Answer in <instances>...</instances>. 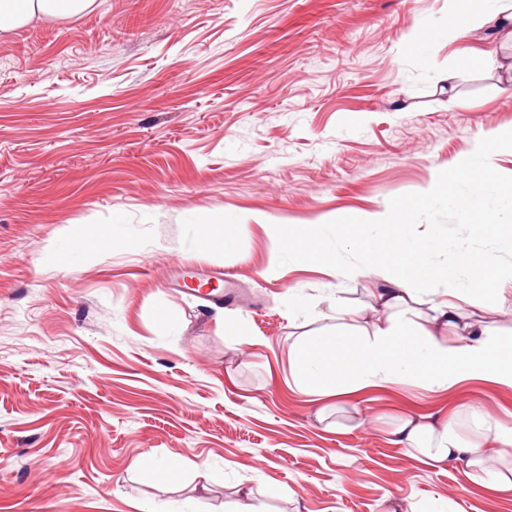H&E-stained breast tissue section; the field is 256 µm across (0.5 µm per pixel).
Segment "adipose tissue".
Here are the masks:
<instances>
[{
  "label": "adipose tissue",
  "mask_w": 512,
  "mask_h": 512,
  "mask_svg": "<svg viewBox=\"0 0 512 512\" xmlns=\"http://www.w3.org/2000/svg\"><path fill=\"white\" fill-rule=\"evenodd\" d=\"M96 0H0V33L7 34L35 21H50L83 14ZM512 150V135H498L481 142L461 157L441 183L449 201L463 208L478 235L499 239L512 254V224L500 210L487 208L482 186L492 183L493 156ZM407 209L395 203L365 217L338 216L336 239L356 251L361 264L340 266L334 248L322 245L320 225H279L277 251L295 264L315 265L337 276L357 279L374 269L383 283L375 294L391 309L386 322L360 325L351 310L339 311L341 321L351 323L346 332L298 337L290 346L291 369L296 387L313 401L336 400L354 405L359 393L397 379H408L422 389L450 388L465 381H486L512 388V343H505L478 313H491L505 288L512 287V263L492 254L476 255L457 248L451 264L441 266L408 234ZM433 285L430 317L414 320V306L421 298L417 287ZM460 328L457 341L442 338V331ZM470 415L477 427L463 436L457 423L440 426L406 416L395 425L396 443L416 449L426 463L444 465L465 462L473 472L485 474L491 487L512 490V473L486 471L488 448L512 447V428L487 429L486 416L478 409Z\"/></svg>",
  "instance_id": "ef3b65f1"
}]
</instances>
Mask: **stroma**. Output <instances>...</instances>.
<instances>
[{"label":"stroma","instance_id":"obj_1","mask_svg":"<svg viewBox=\"0 0 512 512\" xmlns=\"http://www.w3.org/2000/svg\"><path fill=\"white\" fill-rule=\"evenodd\" d=\"M447 27L448 0H97L0 35V512H224L246 490L261 512H512L391 435L411 414L468 431V406L512 428V389L399 384L352 408L289 364L337 308L388 312L379 280L278 254L277 225H326L358 262L338 215L410 203L512 133V47ZM210 213L234 226L221 255L200 246ZM408 222L440 264L499 250L450 202ZM99 224L110 247L68 254ZM217 270L240 304L211 297ZM147 453L182 474L144 475Z\"/></svg>","mask_w":512,"mask_h":512}]
</instances>
